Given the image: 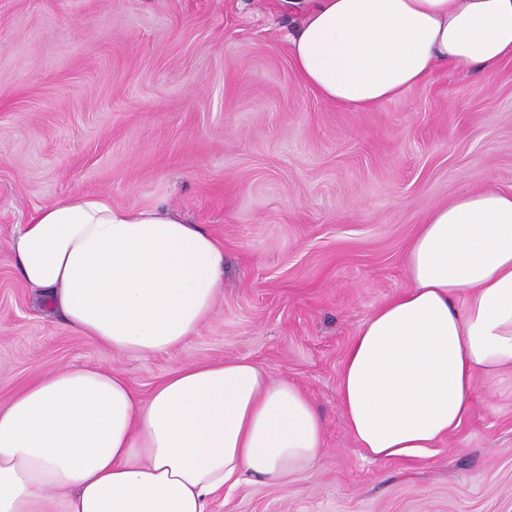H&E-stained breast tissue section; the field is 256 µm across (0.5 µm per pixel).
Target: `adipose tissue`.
<instances>
[{
  "instance_id": "obj_1",
  "label": "adipose tissue",
  "mask_w": 512,
  "mask_h": 512,
  "mask_svg": "<svg viewBox=\"0 0 512 512\" xmlns=\"http://www.w3.org/2000/svg\"><path fill=\"white\" fill-rule=\"evenodd\" d=\"M300 79L364 110L438 67L512 60V0H283ZM6 246L50 312L118 355L197 335L224 285V247L166 207L51 201ZM408 284L376 309L339 376L366 456L431 454L470 415L476 382L512 395V190H463L413 237ZM325 423L295 383L245 358L171 371L139 398L119 370L60 365L0 404V512H209L249 477L313 472Z\"/></svg>"
}]
</instances>
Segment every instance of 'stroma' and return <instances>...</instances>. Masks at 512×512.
Wrapping results in <instances>:
<instances>
[{
    "mask_svg": "<svg viewBox=\"0 0 512 512\" xmlns=\"http://www.w3.org/2000/svg\"><path fill=\"white\" fill-rule=\"evenodd\" d=\"M280 0H0V402L36 369L115 368L147 397L172 370L248 358L298 384L325 453L211 512H512V403L478 386L461 428L412 461L366 459L338 381L363 322L406 285V251L468 187L512 189V61L436 69L365 111L297 75ZM170 207L224 243L199 335L105 351L32 301L5 247L50 200Z\"/></svg>",
    "mask_w": 512,
    "mask_h": 512,
    "instance_id": "stroma-1",
    "label": "stroma"
}]
</instances>
